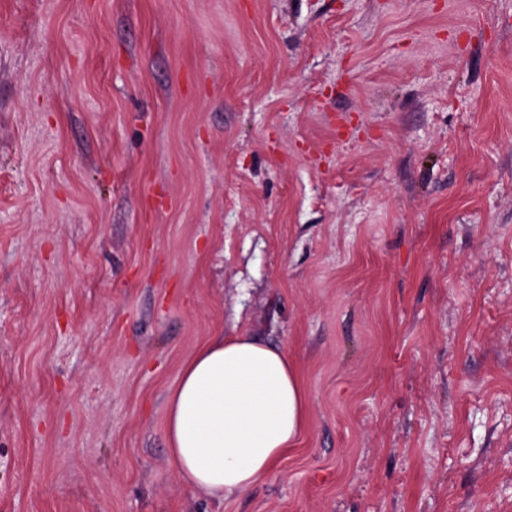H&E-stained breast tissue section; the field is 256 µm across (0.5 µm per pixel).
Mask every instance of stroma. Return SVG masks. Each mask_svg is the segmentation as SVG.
Returning a JSON list of instances; mask_svg holds the SVG:
<instances>
[{"instance_id": "stroma-1", "label": "stroma", "mask_w": 512, "mask_h": 512, "mask_svg": "<svg viewBox=\"0 0 512 512\" xmlns=\"http://www.w3.org/2000/svg\"><path fill=\"white\" fill-rule=\"evenodd\" d=\"M239 335L308 425L219 503ZM0 512H512V0H0ZM308 423L288 354L253 336L198 349L168 395L165 435L178 478L224 501L273 472Z\"/></svg>"}]
</instances>
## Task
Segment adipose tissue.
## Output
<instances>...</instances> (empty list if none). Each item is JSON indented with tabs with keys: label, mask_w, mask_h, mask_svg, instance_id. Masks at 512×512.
Here are the masks:
<instances>
[{
	"label": "adipose tissue",
	"mask_w": 512,
	"mask_h": 512,
	"mask_svg": "<svg viewBox=\"0 0 512 512\" xmlns=\"http://www.w3.org/2000/svg\"><path fill=\"white\" fill-rule=\"evenodd\" d=\"M307 423L286 352L252 336L220 337L183 366L168 395L165 435L178 478L224 501L273 472Z\"/></svg>",
	"instance_id": "1"
}]
</instances>
